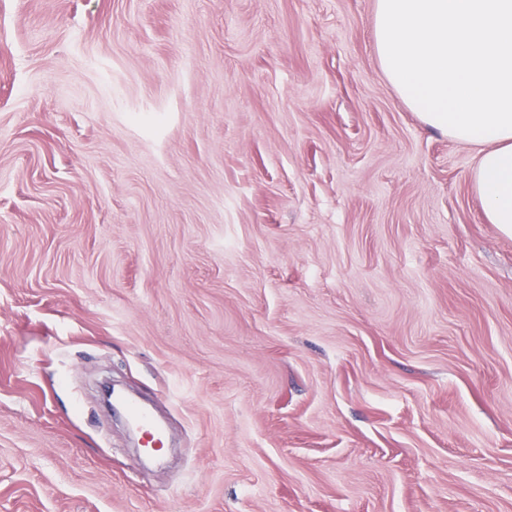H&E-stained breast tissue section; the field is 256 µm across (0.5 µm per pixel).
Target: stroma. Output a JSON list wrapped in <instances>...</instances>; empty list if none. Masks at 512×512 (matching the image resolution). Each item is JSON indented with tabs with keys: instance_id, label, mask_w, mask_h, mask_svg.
Segmentation results:
<instances>
[{
	"instance_id": "35a3bbf8",
	"label": "stroma",
	"mask_w": 512,
	"mask_h": 512,
	"mask_svg": "<svg viewBox=\"0 0 512 512\" xmlns=\"http://www.w3.org/2000/svg\"><path fill=\"white\" fill-rule=\"evenodd\" d=\"M375 7L0 0V512H512V236ZM128 409L132 422L141 430L144 442L151 445V453H160L165 444L160 437L159 427L150 413L136 403H128Z\"/></svg>"
}]
</instances>
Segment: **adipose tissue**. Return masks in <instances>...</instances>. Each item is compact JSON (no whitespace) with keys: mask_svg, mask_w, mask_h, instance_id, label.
Wrapping results in <instances>:
<instances>
[{"mask_svg":"<svg viewBox=\"0 0 512 512\" xmlns=\"http://www.w3.org/2000/svg\"><path fill=\"white\" fill-rule=\"evenodd\" d=\"M380 65L431 128L479 147L473 192L512 235V0H376Z\"/></svg>","mask_w":512,"mask_h":512,"instance_id":"1","label":"adipose tissue"}]
</instances>
